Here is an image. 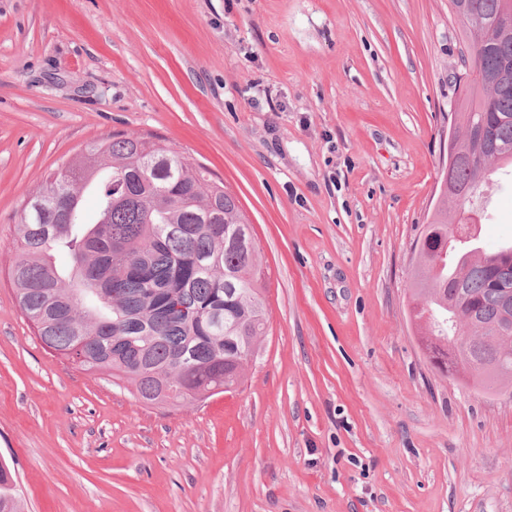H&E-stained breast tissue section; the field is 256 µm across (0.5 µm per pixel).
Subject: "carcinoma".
<instances>
[{"mask_svg": "<svg viewBox=\"0 0 512 512\" xmlns=\"http://www.w3.org/2000/svg\"><path fill=\"white\" fill-rule=\"evenodd\" d=\"M460 19L472 57L456 75L448 144L452 197L422 225L411 269L410 319L439 372L473 373L489 392L512 383V254L464 244L448 271L453 215L471 212L489 172L512 160V0H472ZM502 76L489 84L484 75ZM94 185L99 218L82 220ZM51 201L21 218L11 270L20 309L41 341L146 404L206 402L236 389L267 323L260 252L238 198L209 170L159 137L114 134L88 161L31 194ZM63 210L62 224L54 212ZM71 257L69 271L52 253ZM0 512H21L0 462Z\"/></svg>", "mask_w": 512, "mask_h": 512, "instance_id": "carcinoma-1", "label": "carcinoma"}]
</instances>
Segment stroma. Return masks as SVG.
Listing matches in <instances>:
<instances>
[{
  "instance_id": "stroma-1",
  "label": "stroma",
  "mask_w": 512,
  "mask_h": 512,
  "mask_svg": "<svg viewBox=\"0 0 512 512\" xmlns=\"http://www.w3.org/2000/svg\"><path fill=\"white\" fill-rule=\"evenodd\" d=\"M448 0H0V460L24 512H512V393L409 319L460 69ZM152 132L253 225L243 385L161 409L50 352L8 270L48 172ZM484 249L512 244V179Z\"/></svg>"
}]
</instances>
